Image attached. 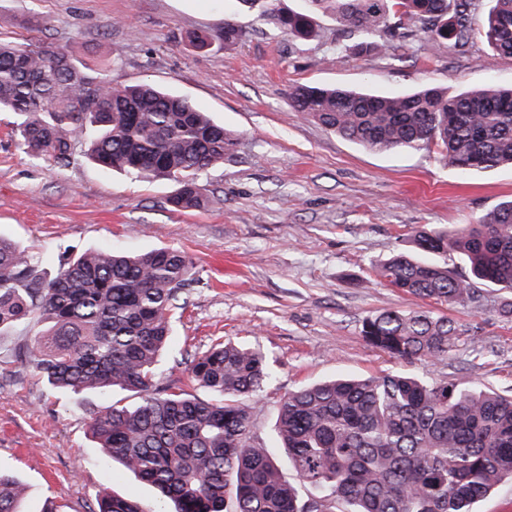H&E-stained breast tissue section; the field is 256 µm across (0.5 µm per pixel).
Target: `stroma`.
Wrapping results in <instances>:
<instances>
[{
  "label": "stroma",
  "mask_w": 512,
  "mask_h": 512,
  "mask_svg": "<svg viewBox=\"0 0 512 512\" xmlns=\"http://www.w3.org/2000/svg\"><path fill=\"white\" fill-rule=\"evenodd\" d=\"M225 0H0V39L38 41L76 64L104 60L115 85L152 83L187 97L239 144L203 175L207 207L182 212L166 180L106 171L75 151L68 164L35 159L18 146L17 117L0 112V237L32 255L45 275L97 247L130 252L176 248L193 275L173 318L157 385L205 399L190 382V358L223 337L259 349L271 381L249 406L256 439L277 444L280 401L303 385L337 375L407 372L427 381L483 384L512 395V292L493 286L481 301L448 304L390 288L376 267L402 249L412 228L474 224L512 199V167L458 173L436 149L378 152L295 111L294 83L380 93L432 83L454 91L512 85V57L481 37L464 51H433L416 36L408 57H355L347 37L322 22L318 40L298 42ZM245 30L225 44V21ZM209 32L208 46L189 40ZM430 311L459 329L448 355L399 360L367 344L364 318L382 311ZM26 323L0 333V469L28 488L27 512H90L102 488L135 495L149 512L158 490L121 473L110 477L90 426L131 393L52 389L19 354L40 332Z\"/></svg>",
  "instance_id": "35a3bbf8"
}]
</instances>
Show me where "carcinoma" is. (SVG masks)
<instances>
[{
	"label": "carcinoma",
	"mask_w": 512,
	"mask_h": 512,
	"mask_svg": "<svg viewBox=\"0 0 512 512\" xmlns=\"http://www.w3.org/2000/svg\"><path fill=\"white\" fill-rule=\"evenodd\" d=\"M297 41L319 36L322 17L355 37L345 50L387 57L396 38L424 33L436 51L461 50L478 34L497 55L512 56V0H493L474 29L473 0H234ZM102 66L37 43L0 41V111L21 117L26 153L69 162L96 136L98 165L145 179H167L182 211L203 208L200 178L234 152L238 135L191 101L150 84L114 86ZM297 112L375 151L436 147L461 172L512 166V88L456 92L427 85L403 93H365L296 83ZM409 251L377 266L390 287L448 303L476 302L474 284L512 288V201L476 224L420 227ZM453 257L465 272L448 264ZM36 260L0 238V331L35 319L43 330L30 363L55 389L133 392L134 407L114 403L94 418L91 436L107 462L157 487L175 512H473L512 477V397L490 388L429 382L405 373L336 378L301 387L279 407L286 462L313 492L299 498L272 449L253 439L246 401L271 372L256 349L217 341L189 363L191 380L212 398L156 385V365L192 261L177 249L136 255L86 251L50 278ZM371 346L401 360L437 359L458 328L429 312H382L362 321ZM0 512H25V490L0 473ZM92 512H144L131 496L105 490Z\"/></svg>",
	"instance_id": "carcinoma-1"
}]
</instances>
